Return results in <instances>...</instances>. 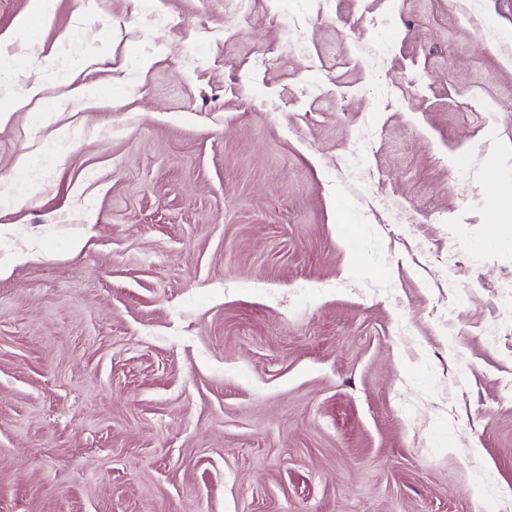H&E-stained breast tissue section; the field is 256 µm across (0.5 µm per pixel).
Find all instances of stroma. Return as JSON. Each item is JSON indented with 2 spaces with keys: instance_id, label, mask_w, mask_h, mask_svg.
<instances>
[{
  "instance_id": "1",
  "label": "stroma",
  "mask_w": 512,
  "mask_h": 512,
  "mask_svg": "<svg viewBox=\"0 0 512 512\" xmlns=\"http://www.w3.org/2000/svg\"><path fill=\"white\" fill-rule=\"evenodd\" d=\"M1 111L0 512H512V0H0Z\"/></svg>"
}]
</instances>
